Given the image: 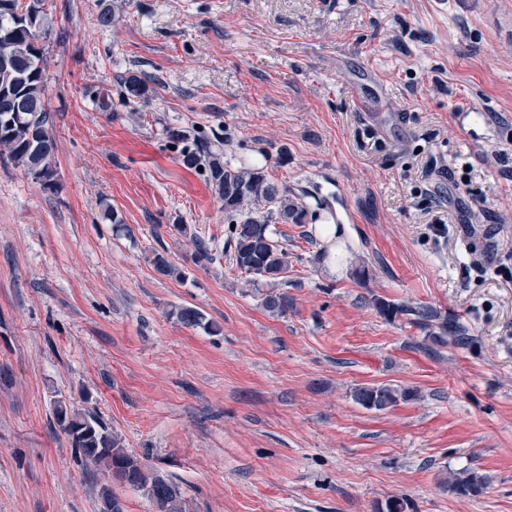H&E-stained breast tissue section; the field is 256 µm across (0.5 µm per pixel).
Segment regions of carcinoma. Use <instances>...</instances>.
Masks as SVG:
<instances>
[{
    "instance_id": "1",
    "label": "carcinoma",
    "mask_w": 512,
    "mask_h": 512,
    "mask_svg": "<svg viewBox=\"0 0 512 512\" xmlns=\"http://www.w3.org/2000/svg\"><path fill=\"white\" fill-rule=\"evenodd\" d=\"M45 4L46 0H0V150L11 163L50 190L56 184L55 141L49 129L46 58L39 44L50 27ZM148 80L150 76L146 74L124 80L126 103L147 100ZM165 133L171 143L184 144L180 151L183 165L203 169L207 182L223 200L230 223L226 245L236 267L277 284L288 272V251L273 240L269 226L276 222L303 223V207L288 192L269 182L263 169L245 165L234 168L204 143L190 147L182 129L168 127ZM290 305L284 291H271L263 298V306L271 313L285 314ZM375 308L385 317L413 316L424 326L439 319L428 306L378 300ZM178 318L190 327L204 324V315L191 307L181 309ZM411 396L413 392L390 385L361 386L353 392L359 405L376 411ZM55 416L85 465L105 470L113 482L144 491L159 512H187L179 485L123 448L96 412L72 410L60 401ZM484 486L485 477L477 472H465L448 480L449 490L460 494H477Z\"/></svg>"
}]
</instances>
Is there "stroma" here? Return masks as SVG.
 Segmentation results:
<instances>
[{
    "label": "stroma",
    "mask_w": 512,
    "mask_h": 512,
    "mask_svg": "<svg viewBox=\"0 0 512 512\" xmlns=\"http://www.w3.org/2000/svg\"><path fill=\"white\" fill-rule=\"evenodd\" d=\"M49 11L57 185L0 160V512H100L107 478L80 462L60 400L96 411L190 512H374L393 497L512 512V0ZM140 70L158 82L125 104ZM469 106L487 122L472 136L454 118ZM170 126L302 201L305 223L269 227L289 254L287 314L232 264L224 205ZM496 150L507 165L487 161ZM327 205L352 229L340 278L316 236ZM198 237L213 261H195ZM159 253L182 278L156 271ZM378 299L432 307L447 344ZM184 307L218 333L182 324ZM363 384L417 397L368 411ZM464 471L486 476L480 494L449 491Z\"/></svg>",
    "instance_id": "35a3bbf8"
}]
</instances>
